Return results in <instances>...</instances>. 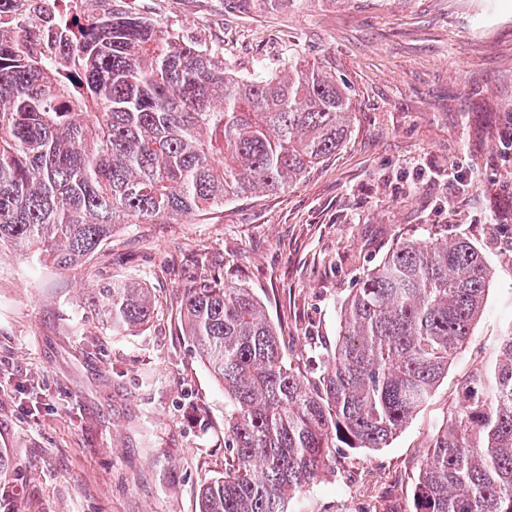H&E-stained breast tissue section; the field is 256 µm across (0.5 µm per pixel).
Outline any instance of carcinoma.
<instances>
[{
    "label": "carcinoma",
    "mask_w": 512,
    "mask_h": 512,
    "mask_svg": "<svg viewBox=\"0 0 512 512\" xmlns=\"http://www.w3.org/2000/svg\"><path fill=\"white\" fill-rule=\"evenodd\" d=\"M26 2L0 0V245L40 262L82 269L123 224L284 190L348 136L351 95L323 62L240 77L124 0H59L44 24ZM492 277L462 235L397 242L342 304L311 380L252 289H187L186 335L224 388V474L202 484L199 512H286L337 450L387 447L468 342ZM87 307L131 332L154 300L114 278ZM413 504L512 512V334L430 440Z\"/></svg>",
    "instance_id": "obj_1"
}]
</instances>
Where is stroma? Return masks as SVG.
<instances>
[{
    "label": "stroma",
    "mask_w": 512,
    "mask_h": 512,
    "mask_svg": "<svg viewBox=\"0 0 512 512\" xmlns=\"http://www.w3.org/2000/svg\"><path fill=\"white\" fill-rule=\"evenodd\" d=\"M223 53L243 77L326 61L351 93L346 141L293 186L177 224H129L81 275L0 246V512H198L224 472V390L184 334V291L252 289L302 372L333 349L352 288L401 239L466 235L493 270L448 374L385 448L337 452L287 512H412L419 460L467 376L512 331V0H126ZM459 159L457 192L432 173ZM149 288L152 319L113 335L85 307L111 278Z\"/></svg>",
    "instance_id": "obj_1"
}]
</instances>
